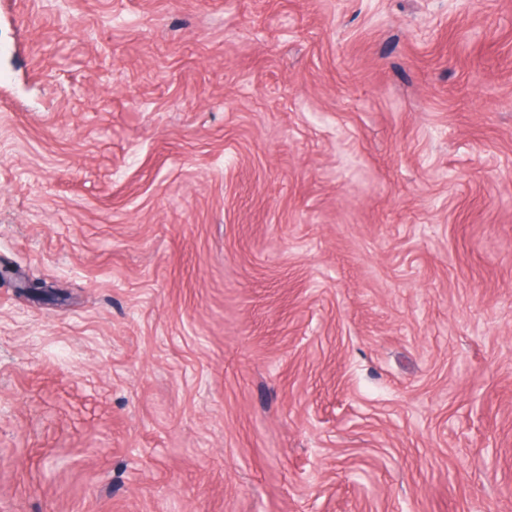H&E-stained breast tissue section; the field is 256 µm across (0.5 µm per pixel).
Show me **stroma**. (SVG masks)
I'll return each instance as SVG.
<instances>
[{
  "mask_svg": "<svg viewBox=\"0 0 512 512\" xmlns=\"http://www.w3.org/2000/svg\"><path fill=\"white\" fill-rule=\"evenodd\" d=\"M4 263L0 512H512V0H0Z\"/></svg>",
  "mask_w": 512,
  "mask_h": 512,
  "instance_id": "35a3bbf8",
  "label": "stroma"
}]
</instances>
